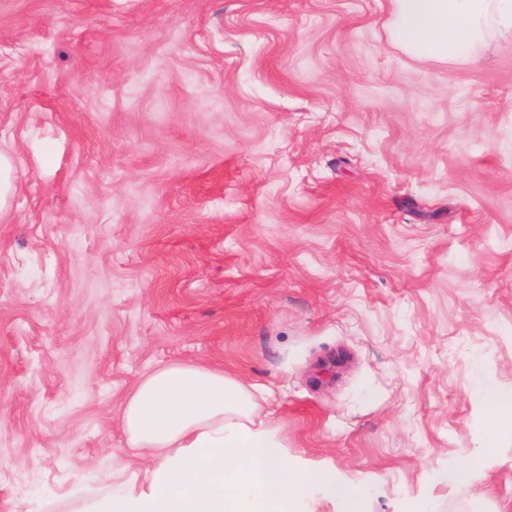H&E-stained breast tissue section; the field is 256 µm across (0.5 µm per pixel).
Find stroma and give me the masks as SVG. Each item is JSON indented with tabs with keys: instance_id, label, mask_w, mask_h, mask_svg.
Instances as JSON below:
<instances>
[{
	"instance_id": "35a3bbf8",
	"label": "stroma",
	"mask_w": 512,
	"mask_h": 512,
	"mask_svg": "<svg viewBox=\"0 0 512 512\" xmlns=\"http://www.w3.org/2000/svg\"><path fill=\"white\" fill-rule=\"evenodd\" d=\"M390 0H0V512L140 483L121 412L257 385L363 512H512V34L410 58ZM476 464L469 485L442 480ZM16 181L14 157L0 150V211L5 209L13 197ZM474 392L478 395L481 403L494 415L493 423L489 429L490 441L484 451L486 456H491L490 448L494 446L492 439L497 429L502 426V421L509 418L508 425L511 427L512 386H489L477 381Z\"/></svg>"
}]
</instances>
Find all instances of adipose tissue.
<instances>
[{
    "label": "adipose tissue",
    "instance_id": "obj_1",
    "mask_svg": "<svg viewBox=\"0 0 512 512\" xmlns=\"http://www.w3.org/2000/svg\"><path fill=\"white\" fill-rule=\"evenodd\" d=\"M391 3V40L415 57L468 58L492 36L512 34V0ZM121 421L129 447L159 461L140 488L113 494L100 512H299L316 489L347 503L363 495L358 484L289 460L252 390L217 369L157 370L128 397Z\"/></svg>",
    "mask_w": 512,
    "mask_h": 512
}]
</instances>
